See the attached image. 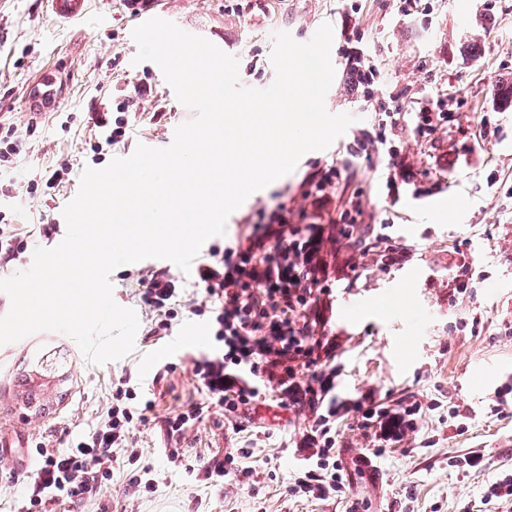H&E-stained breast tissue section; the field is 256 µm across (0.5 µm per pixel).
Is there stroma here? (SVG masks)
Returning a JSON list of instances; mask_svg holds the SVG:
<instances>
[{
  "label": "stroma",
  "mask_w": 512,
  "mask_h": 512,
  "mask_svg": "<svg viewBox=\"0 0 512 512\" xmlns=\"http://www.w3.org/2000/svg\"><path fill=\"white\" fill-rule=\"evenodd\" d=\"M430 3L432 12L404 16L391 0H83L70 17L55 0H0V131H12L22 146L13 166L0 169V214L12 216L28 242L19 271L30 267L33 250L56 245L38 227L63 224V200L78 189L85 167L103 168L140 144L166 147L170 132L194 116L166 95L150 62L135 63L131 32L140 17L172 21L221 47L238 59L241 84L255 88L274 80L267 59L275 32L288 30L297 40L327 22L337 66L325 105L355 115L349 135L374 123L371 101L352 90L342 66L355 35L381 72L374 99L394 98L406 112L439 99L448 114L423 139L409 124L396 131L397 167L405 173L396 196L368 170L353 172V185L372 196V223L390 224L396 241L415 251L389 268L377 265L374 253L342 252L359 278L336 283L327 313L343 368L338 394L446 397L447 406L426 423L433 447L410 439L378 457L371 473L359 463L364 437L343 422L336 458L350 486L341 497L306 499L290 491L305 465L304 452L293 446L304 421L293 411L264 405L231 425L211 409L181 437L166 436L164 419L201 400L191 360L215 346L206 317L180 313L171 336L155 341L138 328L134 353L103 365L89 363L71 337L43 331L0 346V441L10 443L0 451V512L17 508L35 462L31 446L46 441L60 448L88 434L126 384L137 403L155 401L147 423L131 435L155 487L148 492L133 483L134 467L114 471L89 512H502L483 496L495 474L512 473V409H489L495 390L512 384V107L504 108L500 96L512 84V0ZM42 69L57 76L48 100L29 86ZM137 84L144 92L125 114L132 135L94 153L99 137L91 112H116ZM481 120L492 132L482 148L472 137ZM335 157L332 147L305 154L294 172L235 210L225 235L207 240L201 256L230 243L243 218L273 203L275 194L287 196L294 210L306 208L298 183ZM63 163L69 170L62 182L47 186ZM454 198L464 205L452 219L433 220L432 211ZM457 241L485 275L452 304L447 250ZM197 332L204 342L194 341ZM454 403L468 409L462 433L448 415ZM249 438L250 475L212 482V456ZM471 455L484 456L487 467L464 466Z\"/></svg>",
  "instance_id": "stroma-1"
}]
</instances>
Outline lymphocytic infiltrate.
I'll list each match as a JSON object with an SVG mask.
<instances>
[{
    "label": "lymphocytic infiltrate",
    "instance_id": "lymphocytic-infiltrate-1",
    "mask_svg": "<svg viewBox=\"0 0 512 512\" xmlns=\"http://www.w3.org/2000/svg\"><path fill=\"white\" fill-rule=\"evenodd\" d=\"M437 107L434 101L420 105L408 117L393 102L378 101L376 135L354 138L339 161L314 166L299 183L298 193L311 201L312 211L296 213L280 203L247 215L235 243L212 251L199 265L203 298L195 305H188L170 269L136 273L134 295L146 310L148 336H168L183 305L191 314L207 317L219 350L191 361L206 406L228 416L267 401L306 411L308 424L298 446L307 453V465L292 487L303 496L325 500L345 489L346 476L336 461L342 422L352 421L377 457L419 433L426 415L440 407L439 401L417 394L379 398L369 390L337 397L340 368L326 318L339 279L336 259L341 249L376 247L386 268L409 254L404 245L367 223L371 198L366 190L359 187L342 198L341 184L356 161L370 167L380 157L386 186L396 191L390 161L397 149L387 134L408 120L419 135L429 134L445 118ZM132 396L128 389L113 393L89 435L66 447L37 443L39 461L27 475L17 512H52L61 499L96 500L113 469L138 462L139 452L129 446L130 433L146 422L154 403L145 401L138 412L128 404Z\"/></svg>",
    "mask_w": 512,
    "mask_h": 512
}]
</instances>
